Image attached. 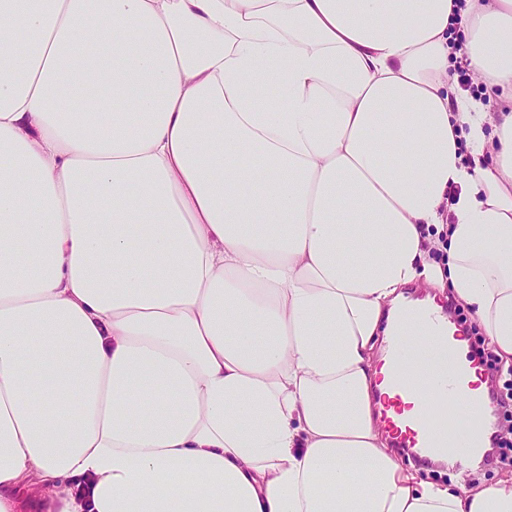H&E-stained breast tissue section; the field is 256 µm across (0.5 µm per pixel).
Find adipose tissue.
<instances>
[{
    "label": "adipose tissue",
    "mask_w": 512,
    "mask_h": 512,
    "mask_svg": "<svg viewBox=\"0 0 512 512\" xmlns=\"http://www.w3.org/2000/svg\"><path fill=\"white\" fill-rule=\"evenodd\" d=\"M422 280L512 361V0H0V512H512L374 423Z\"/></svg>",
    "instance_id": "ef3b65f1"
}]
</instances>
